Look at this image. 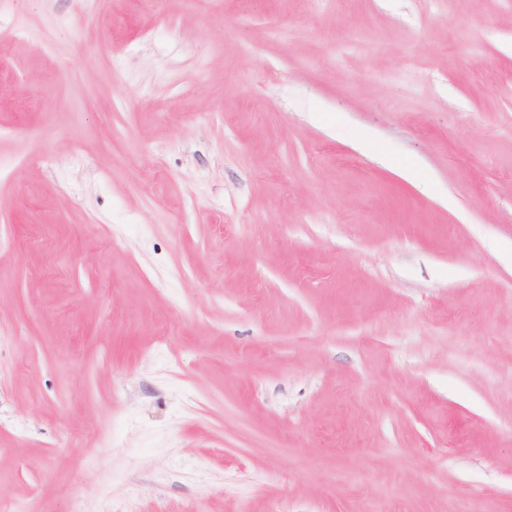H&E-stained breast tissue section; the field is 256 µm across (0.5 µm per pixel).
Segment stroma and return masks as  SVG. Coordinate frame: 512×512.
Listing matches in <instances>:
<instances>
[{
	"label": "stroma",
	"instance_id": "1",
	"mask_svg": "<svg viewBox=\"0 0 512 512\" xmlns=\"http://www.w3.org/2000/svg\"><path fill=\"white\" fill-rule=\"evenodd\" d=\"M130 497L512 512V0H0V502Z\"/></svg>",
	"mask_w": 512,
	"mask_h": 512
}]
</instances>
